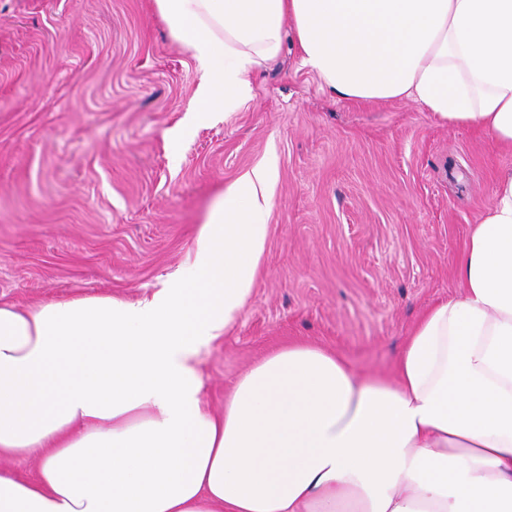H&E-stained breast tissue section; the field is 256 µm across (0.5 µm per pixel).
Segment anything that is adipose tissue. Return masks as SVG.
Returning a JSON list of instances; mask_svg holds the SVG:
<instances>
[{
  "label": "adipose tissue",
  "instance_id": "ef3b65f1",
  "mask_svg": "<svg viewBox=\"0 0 512 512\" xmlns=\"http://www.w3.org/2000/svg\"><path fill=\"white\" fill-rule=\"evenodd\" d=\"M202 70V112L234 111L294 36L330 92L407 99L512 147V0H155ZM274 165L227 188L176 279L0 303V512H512V170L389 376L294 342L254 362L223 411L200 355L247 304ZM37 457L0 456V469H9L23 478H31L36 474Z\"/></svg>",
  "mask_w": 512,
  "mask_h": 512
}]
</instances>
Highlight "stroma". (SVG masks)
<instances>
[{"label":"stroma","mask_w":512,"mask_h":512,"mask_svg":"<svg viewBox=\"0 0 512 512\" xmlns=\"http://www.w3.org/2000/svg\"><path fill=\"white\" fill-rule=\"evenodd\" d=\"M201 70L155 0H0V301L136 299L191 260L224 189L274 162L252 295L201 355L204 395L299 341L387 373L512 150L410 101L342 99L294 39L235 111L194 120Z\"/></svg>","instance_id":"1"}]
</instances>
